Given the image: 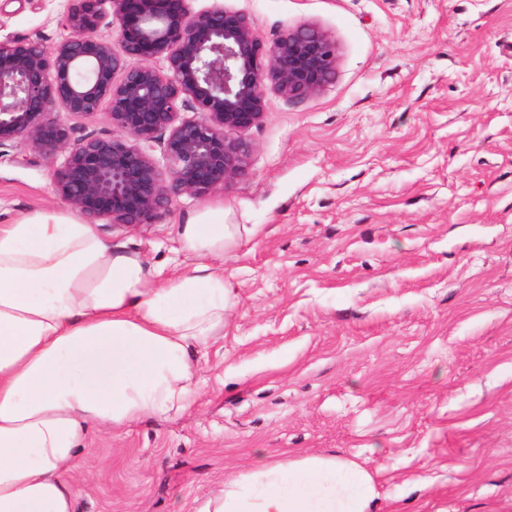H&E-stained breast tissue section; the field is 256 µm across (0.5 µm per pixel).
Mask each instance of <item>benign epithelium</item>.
Returning <instances> with one entry per match:
<instances>
[{
    "mask_svg": "<svg viewBox=\"0 0 512 512\" xmlns=\"http://www.w3.org/2000/svg\"><path fill=\"white\" fill-rule=\"evenodd\" d=\"M190 2L68 0V34L54 45L0 40V147L64 155L55 194L91 224H156L173 198L231 185L249 171L240 133L262 122L268 89L301 101L336 77V41L321 27L301 23L266 44L247 15ZM59 110L103 111L118 135L78 138ZM163 133L162 169L150 147Z\"/></svg>",
    "mask_w": 512,
    "mask_h": 512,
    "instance_id": "1",
    "label": "benign epithelium"
}]
</instances>
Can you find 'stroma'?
Returning <instances> with one entry per match:
<instances>
[{"instance_id":"1","label":"stroma","mask_w":512,"mask_h":512,"mask_svg":"<svg viewBox=\"0 0 512 512\" xmlns=\"http://www.w3.org/2000/svg\"><path fill=\"white\" fill-rule=\"evenodd\" d=\"M272 42L304 22L334 82L267 94L248 173L161 223L103 226L164 276L180 224L256 225L183 415L91 432L75 512H197L217 482L308 455L371 471V512H512V0H193ZM68 0H0V39L49 46ZM52 165L0 149V224L63 211Z\"/></svg>"}]
</instances>
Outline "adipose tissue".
Wrapping results in <instances>:
<instances>
[{
    "label": "adipose tissue",
    "instance_id": "adipose-tissue-1",
    "mask_svg": "<svg viewBox=\"0 0 512 512\" xmlns=\"http://www.w3.org/2000/svg\"><path fill=\"white\" fill-rule=\"evenodd\" d=\"M242 230L220 210L181 225L179 250L196 263L166 278L69 214L0 224V512H74L90 428L193 407ZM375 497L363 466L308 455L225 480L198 512H370Z\"/></svg>",
    "mask_w": 512,
    "mask_h": 512
}]
</instances>
